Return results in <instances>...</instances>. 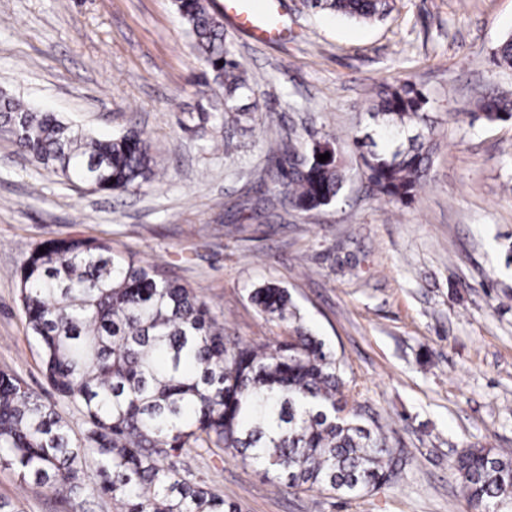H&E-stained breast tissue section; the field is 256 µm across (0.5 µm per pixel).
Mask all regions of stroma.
<instances>
[{
	"mask_svg": "<svg viewBox=\"0 0 512 512\" xmlns=\"http://www.w3.org/2000/svg\"><path fill=\"white\" fill-rule=\"evenodd\" d=\"M282 7V40L224 23L258 105L228 127L223 88L193 82L201 64L172 0H0V92L103 136L137 129L164 174L137 192H94L37 167L0 127V370L80 427L44 377L20 303V268L53 240L94 237L157 263L247 343L284 333L249 299L274 282L406 466L351 500L274 485L241 457L203 450L185 458L187 478L241 512H472L449 461L469 446L512 455V120L469 118L486 93L512 90V69L491 61L512 33V0H394L372 23ZM406 78L442 134L404 206L369 191L351 137L374 129L381 87ZM279 133L337 137L351 174L343 203L264 209L261 148ZM0 498L23 512H115L110 498L77 505L6 470Z\"/></svg>",
	"mask_w": 512,
	"mask_h": 512,
	"instance_id": "35a3bbf8",
	"label": "stroma"
}]
</instances>
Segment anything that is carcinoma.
Masks as SVG:
<instances>
[{
  "mask_svg": "<svg viewBox=\"0 0 512 512\" xmlns=\"http://www.w3.org/2000/svg\"><path fill=\"white\" fill-rule=\"evenodd\" d=\"M306 8L355 20H383L389 0H303ZM196 58L200 83L224 87V121L245 118L253 92L245 66L208 0H174ZM493 62L512 68V35ZM431 104L410 80L382 88L371 110L382 117L378 144L355 135L369 190L407 204L428 181L438 132ZM512 115V93L497 91L472 113L486 123ZM0 124L45 170L93 190L138 191L159 177L150 144L137 130L100 138L52 112L0 99ZM335 155H318L327 147ZM270 205L308 213L341 201L347 170L337 138L304 151L289 136L264 146ZM34 250L21 269L20 298L43 372L82 415L81 436L56 406L0 370V468L58 498L100 494L117 512H239L204 485L184 479L181 457L216 448L250 461L288 488L355 499L396 478L405 461L379 420L350 404L343 365L306 326L288 291L264 284L252 302L288 335L246 344L226 333L193 289L156 266L94 237L73 236ZM97 481L90 484L88 471ZM470 506L512 496V456L465 448L451 461Z\"/></svg>",
  "mask_w": 512,
  "mask_h": 512,
  "instance_id": "carcinoma-1",
  "label": "carcinoma"
}]
</instances>
